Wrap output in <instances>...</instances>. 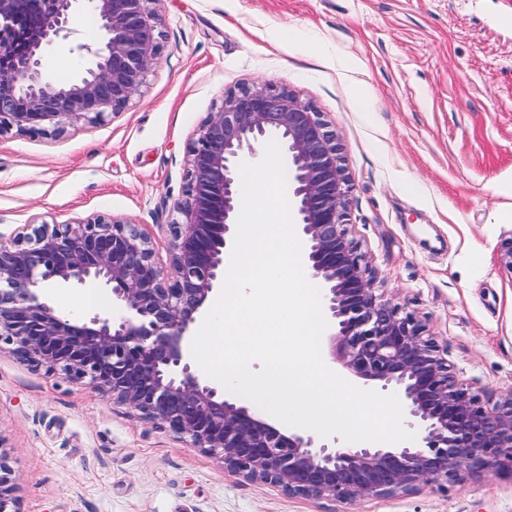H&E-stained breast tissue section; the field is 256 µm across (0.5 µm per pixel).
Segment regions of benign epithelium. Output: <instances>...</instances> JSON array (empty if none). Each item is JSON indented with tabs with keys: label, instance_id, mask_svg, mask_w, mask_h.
I'll return each instance as SVG.
<instances>
[{
	"label": "benign epithelium",
	"instance_id": "benign-epithelium-1",
	"mask_svg": "<svg viewBox=\"0 0 512 512\" xmlns=\"http://www.w3.org/2000/svg\"><path fill=\"white\" fill-rule=\"evenodd\" d=\"M153 0H0V136L102 122L146 85L161 54ZM94 21L67 81L45 71L46 49ZM277 138L291 178L292 219L309 277L321 292L332 362L363 385L395 395L410 443L344 448L277 426L233 402L193 367L190 341L224 284L242 210L240 165ZM167 266L134 224L92 215L41 224L0 241V344L21 360L112 399L224 469L290 497L341 502L443 490L462 474L512 472V391L495 401L458 381L427 326L375 287L367 256L349 238V184L336 135L286 89L230 90L189 148ZM99 282L110 314L73 319L43 290ZM16 479L0 455V512H18Z\"/></svg>",
	"mask_w": 512,
	"mask_h": 512
}]
</instances>
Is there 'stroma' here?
Segmentation results:
<instances>
[{
  "instance_id": "stroma-1",
  "label": "stroma",
  "mask_w": 512,
  "mask_h": 512,
  "mask_svg": "<svg viewBox=\"0 0 512 512\" xmlns=\"http://www.w3.org/2000/svg\"><path fill=\"white\" fill-rule=\"evenodd\" d=\"M160 62L103 122L0 137V239L93 214L167 263L188 147L226 92L267 83L335 129L351 236L377 286L436 336L455 376L512 391V0H156ZM97 302H87L86 292ZM84 319L109 288L49 289ZM0 454L21 512H512V472L389 498H292L62 375L0 352Z\"/></svg>"
}]
</instances>
